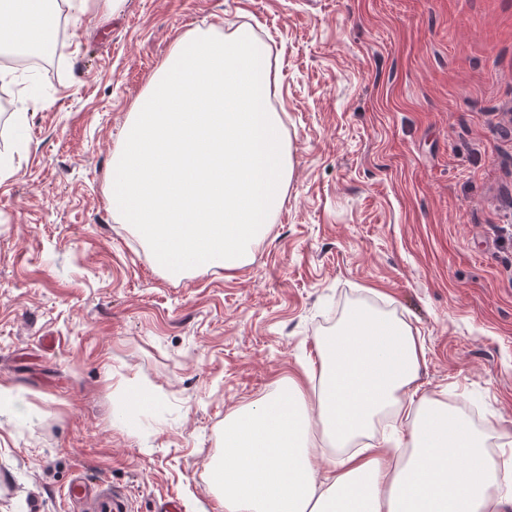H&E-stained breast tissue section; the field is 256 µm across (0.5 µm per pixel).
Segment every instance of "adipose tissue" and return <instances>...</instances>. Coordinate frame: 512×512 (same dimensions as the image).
<instances>
[{"mask_svg": "<svg viewBox=\"0 0 512 512\" xmlns=\"http://www.w3.org/2000/svg\"><path fill=\"white\" fill-rule=\"evenodd\" d=\"M48 0H0V45H35ZM316 390L291 376L224 421V512H512V453L459 408L422 396V345L381 313L320 341ZM392 413L389 433L369 430Z\"/></svg>", "mask_w": 512, "mask_h": 512, "instance_id": "obj_1", "label": "adipose tissue"}]
</instances>
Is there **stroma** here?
<instances>
[{
	"label": "stroma",
	"instance_id": "stroma-1",
	"mask_svg": "<svg viewBox=\"0 0 512 512\" xmlns=\"http://www.w3.org/2000/svg\"><path fill=\"white\" fill-rule=\"evenodd\" d=\"M250 27L293 148L253 260L168 277L113 215L128 114L176 40ZM48 87L0 102V512H72L78 475L133 512H224V419L365 306L424 350L418 383L512 435V0H126L61 14ZM25 113L15 130V113ZM141 392L152 400L136 418Z\"/></svg>",
	"mask_w": 512,
	"mask_h": 512
}]
</instances>
